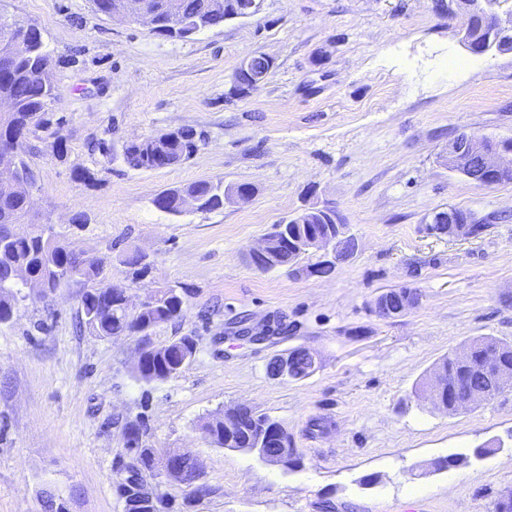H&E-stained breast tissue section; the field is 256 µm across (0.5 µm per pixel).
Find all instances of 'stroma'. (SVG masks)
<instances>
[{
    "label": "stroma",
    "mask_w": 512,
    "mask_h": 512,
    "mask_svg": "<svg viewBox=\"0 0 512 512\" xmlns=\"http://www.w3.org/2000/svg\"><path fill=\"white\" fill-rule=\"evenodd\" d=\"M436 3L261 0L254 16L180 39L92 0H0L53 57L51 124L29 157L36 221L126 286L129 313L164 286L184 297L181 317L148 337L103 338L76 327L90 282L21 289L0 323V512H41L45 484L69 512H124L125 427L138 418L143 447L192 454L210 489L192 500L150 480L169 512H494L512 490V389L455 415L424 389L467 341L512 342V183L477 186L445 160L460 133L512 137V51L470 55L460 17ZM254 53L274 66L235 96ZM452 59L471 66L449 71ZM180 128L201 137L189 159L126 163L130 142ZM203 179L253 193L213 212L155 207L160 191ZM313 203L334 207L357 254L322 279L308 273L318 250L257 270L250 254L271 226ZM448 206L492 221L475 238L427 233ZM124 249L146 255L147 275L122 263ZM404 286L418 306L378 318V295ZM183 336L196 354L181 373L137 379L140 348ZM297 347L316 371L270 377L269 359ZM239 405L280 422L300 466L216 446L204 422ZM493 439L500 450L473 457ZM453 455L467 464L434 468Z\"/></svg>",
    "instance_id": "1"
}]
</instances>
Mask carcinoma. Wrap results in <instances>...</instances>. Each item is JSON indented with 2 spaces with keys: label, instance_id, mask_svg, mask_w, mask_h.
Instances as JSON below:
<instances>
[{
  "label": "carcinoma",
  "instance_id": "obj_1",
  "mask_svg": "<svg viewBox=\"0 0 512 512\" xmlns=\"http://www.w3.org/2000/svg\"><path fill=\"white\" fill-rule=\"evenodd\" d=\"M206 0H146L147 7L156 14L159 23L158 34L189 38L203 30L224 25V20L235 17L234 0L219 4L208 10ZM467 37L479 45L485 42L490 27L479 19L466 21ZM15 31L10 20L0 16V98L11 100V112L0 114V137L10 135L14 130L24 128L28 134L49 124L47 105L54 96L55 88L44 85L37 79V73L52 63V55L45 44L41 30L33 29L27 35V43L22 49L13 48ZM198 150V141L190 130H177L161 138H152L130 143L125 151L126 162L137 169L156 170L166 168L189 159ZM196 195L203 200V208L213 211L224 207V182L199 180L180 189L161 191L154 203L163 212L178 215L183 212L181 196ZM27 214L26 200L0 184V228L14 224ZM316 234L334 238L337 234L336 210L326 208V212L315 214L311 219L298 222L294 216L286 223L275 224L268 233L274 244L273 257L262 264L267 271L288 265L291 248ZM124 263L134 269L137 275L148 272L150 264L139 252H128ZM69 267L74 270L75 279L98 280V285L85 292L82 298L81 313L83 323L101 337L145 334L157 326L180 318L183 310V297L179 292H162L159 298L135 317H129L121 299H112L111 312L99 310L97 290L104 284L100 279L101 268L98 261L88 259L77 263L76 253L68 248L60 238L48 239L36 233L27 239L9 242L0 240V323L11 319L17 289L23 284L13 280V275L23 272L26 281L34 286L56 288L60 281L57 272ZM494 345L501 349V357L506 368H512V343L492 337L474 339L469 344L470 359L476 368L469 385L482 387V377L477 371L485 358L487 347ZM195 342L190 336H183L159 348L145 347L142 361L136 370L137 378L146 382L165 381L186 367L185 360L192 356ZM293 379L301 380L312 374L309 350L297 348L289 353ZM229 419L233 427V438L241 444L252 442L260 436L267 438L265 448L285 454L288 463H299L298 455L291 448V438L280 435L274 420L260 415L251 409L231 408L225 415L208 419L204 428L213 442L224 446V419ZM126 430L135 436L136 447L129 452L138 455L141 467L125 483L119 484L121 495L136 497L144 502L153 499L146 488V475L156 476L159 468L157 452L153 448L141 446L143 428L140 421L128 423Z\"/></svg>",
  "mask_w": 512,
  "mask_h": 512
}]
</instances>
